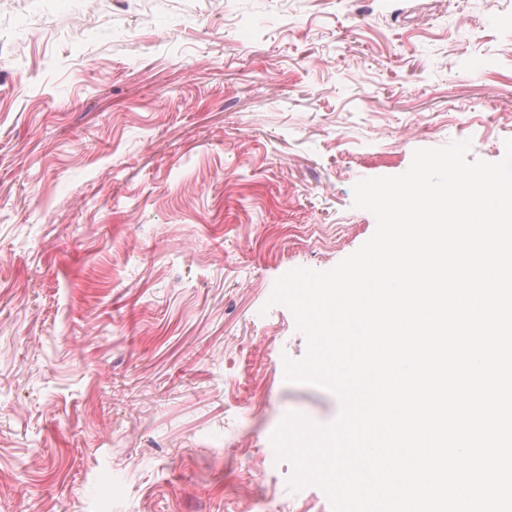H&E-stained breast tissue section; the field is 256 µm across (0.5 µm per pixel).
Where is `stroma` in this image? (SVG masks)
I'll return each mask as SVG.
<instances>
[{"label": "stroma", "instance_id": "1", "mask_svg": "<svg viewBox=\"0 0 512 512\" xmlns=\"http://www.w3.org/2000/svg\"><path fill=\"white\" fill-rule=\"evenodd\" d=\"M512 138V0H0V512H332L271 437L290 270L364 179Z\"/></svg>", "mask_w": 512, "mask_h": 512}]
</instances>
